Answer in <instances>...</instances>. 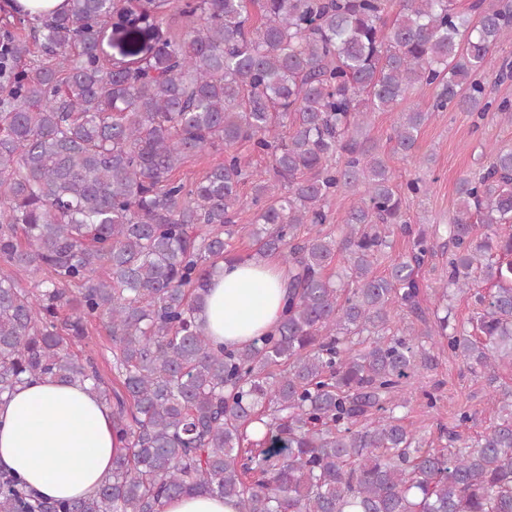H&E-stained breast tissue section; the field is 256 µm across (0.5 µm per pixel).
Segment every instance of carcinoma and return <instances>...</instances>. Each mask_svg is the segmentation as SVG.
Listing matches in <instances>:
<instances>
[{"instance_id": "carcinoma-1", "label": "carcinoma", "mask_w": 512, "mask_h": 512, "mask_svg": "<svg viewBox=\"0 0 512 512\" xmlns=\"http://www.w3.org/2000/svg\"><path fill=\"white\" fill-rule=\"evenodd\" d=\"M0 35V398L27 379L90 385L125 453L95 496L39 498L0 472V512H159L202 493L237 512H512V390L466 441L425 448L397 410L428 342L476 376L512 362V146H484L448 223L404 219L370 114L396 112L391 150L415 157L428 113L397 111L415 85L433 111L494 114L492 56L512 42V0H68ZM177 8L193 27L163 29ZM142 42L101 52L107 29ZM267 159L246 170L239 144ZM224 151L198 181L175 172ZM350 199L339 233L330 201ZM256 207L248 258L288 266L274 333L228 350L195 313L226 259L238 210ZM408 255L379 275L395 232ZM448 245L431 313L416 269ZM492 283L484 292L477 278ZM467 295L468 323L450 324ZM404 315L424 325L399 329ZM100 321L105 381L73 351ZM266 432L255 439L251 426Z\"/></svg>"}]
</instances>
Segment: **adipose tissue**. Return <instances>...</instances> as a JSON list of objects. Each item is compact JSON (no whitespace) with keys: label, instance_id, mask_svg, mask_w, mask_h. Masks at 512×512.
I'll use <instances>...</instances> for the list:
<instances>
[{"label":"adipose tissue","instance_id":"adipose-tissue-1","mask_svg":"<svg viewBox=\"0 0 512 512\" xmlns=\"http://www.w3.org/2000/svg\"><path fill=\"white\" fill-rule=\"evenodd\" d=\"M288 281L275 256L221 262L197 318L216 343L229 349L248 344L274 332ZM123 451L109 406L86 386L34 379L0 404V470L46 497L94 495Z\"/></svg>","mask_w":512,"mask_h":512}]
</instances>
